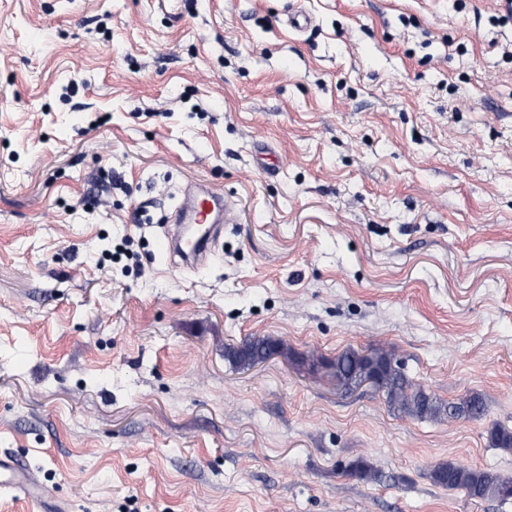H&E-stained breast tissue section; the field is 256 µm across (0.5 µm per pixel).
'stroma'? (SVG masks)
Returning a JSON list of instances; mask_svg holds the SVG:
<instances>
[{"label": "stroma", "mask_w": 512, "mask_h": 512, "mask_svg": "<svg viewBox=\"0 0 512 512\" xmlns=\"http://www.w3.org/2000/svg\"><path fill=\"white\" fill-rule=\"evenodd\" d=\"M191 182L239 221L195 272ZM127 245L136 267L105 260ZM394 350L480 421L227 345ZM512 18L498 0H0V455L69 512H512ZM367 460L376 480L347 474ZM234 200L209 184L187 185L185 198L173 210L164 231L155 239V249L179 257L183 267H205L212 248L224 229L223 223H235ZM273 350H276L277 355H282L287 359L294 356V353L288 349V345L265 336L248 338L236 347H228L225 354L233 364L239 367H251L265 362L271 357ZM430 479L448 490L468 491L474 501L506 502L512 499V478L448 461L433 467ZM511 498V499H510Z\"/></svg>", "instance_id": "obj_1"}]
</instances>
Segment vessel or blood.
Here are the masks:
<instances>
[{"instance_id": "vessel-or-blood-1", "label": "vessel or blood", "mask_w": 512, "mask_h": 512, "mask_svg": "<svg viewBox=\"0 0 512 512\" xmlns=\"http://www.w3.org/2000/svg\"><path fill=\"white\" fill-rule=\"evenodd\" d=\"M234 201L209 184H189L172 219L155 239L159 253L179 257L184 267L206 266L224 224L235 222ZM0 488L46 505L48 497L28 463L13 456L0 457Z\"/></svg>"}]
</instances>
